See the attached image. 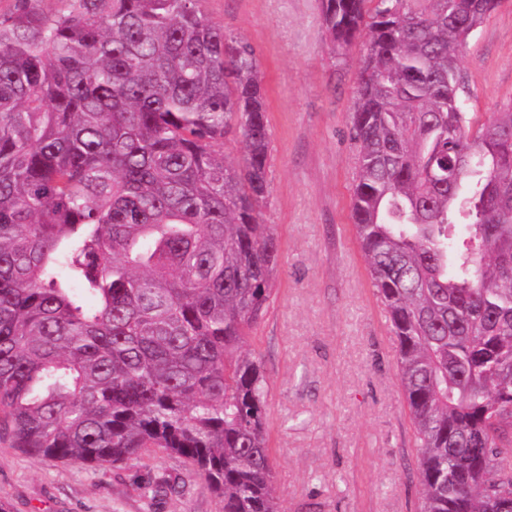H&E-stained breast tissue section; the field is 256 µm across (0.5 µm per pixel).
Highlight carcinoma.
Here are the masks:
<instances>
[{
    "mask_svg": "<svg viewBox=\"0 0 512 512\" xmlns=\"http://www.w3.org/2000/svg\"><path fill=\"white\" fill-rule=\"evenodd\" d=\"M63 2L0 15V440L90 467L158 449L224 512H283L245 349L279 254L255 50L200 0ZM490 2L321 0L333 43L368 44L351 217L421 512H512V110L461 107Z\"/></svg>",
    "mask_w": 512,
    "mask_h": 512,
    "instance_id": "obj_1",
    "label": "carcinoma"
}]
</instances>
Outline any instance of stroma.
I'll list each match as a JSON object with an SVG mask.
<instances>
[{"instance_id": "35a3bbf8", "label": "stroma", "mask_w": 512, "mask_h": 512, "mask_svg": "<svg viewBox=\"0 0 512 512\" xmlns=\"http://www.w3.org/2000/svg\"><path fill=\"white\" fill-rule=\"evenodd\" d=\"M255 50L271 130L263 221L280 246L273 301L249 348L269 394L275 485L285 512H418L413 429L396 376L398 341L377 302L351 221V114L364 40L334 46L320 0H203ZM467 112L512 105V0L469 38ZM179 483L161 500L141 483ZM11 512H222L182 458L119 467L39 460L0 441V500Z\"/></svg>"}]
</instances>
